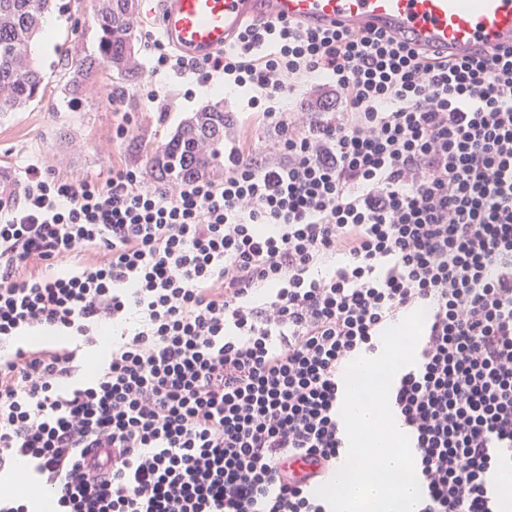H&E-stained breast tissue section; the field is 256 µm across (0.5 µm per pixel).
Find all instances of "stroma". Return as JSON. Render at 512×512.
<instances>
[{"instance_id":"stroma-1","label":"stroma","mask_w":512,"mask_h":512,"mask_svg":"<svg viewBox=\"0 0 512 512\" xmlns=\"http://www.w3.org/2000/svg\"><path fill=\"white\" fill-rule=\"evenodd\" d=\"M92 8V0H71L69 12L45 18V34L34 47V59L46 75L45 96L22 111L0 114V174L9 179L7 195L19 197L32 163L61 180L102 183L120 165L154 187L150 159L157 146L167 143L192 112L216 102L233 114L243 148L259 151L274 141V132L249 106L248 93L226 95L199 85L192 72L157 69L158 56L169 47L141 7L134 15L137 78L122 81L102 68L78 97L66 94L68 55L92 52L96 45ZM121 127L127 130L122 137L116 134Z\"/></svg>"}]
</instances>
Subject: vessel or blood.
<instances>
[{"label": "vessel or blood", "instance_id": "vessel-or-blood-1", "mask_svg": "<svg viewBox=\"0 0 512 512\" xmlns=\"http://www.w3.org/2000/svg\"><path fill=\"white\" fill-rule=\"evenodd\" d=\"M147 11L161 40L197 62L267 21L378 31L457 57L512 46V0H148Z\"/></svg>", "mask_w": 512, "mask_h": 512}]
</instances>
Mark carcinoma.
Instances as JSON below:
<instances>
[{"instance_id":"carcinoma-1","label":"carcinoma","mask_w":512,"mask_h":512,"mask_svg":"<svg viewBox=\"0 0 512 512\" xmlns=\"http://www.w3.org/2000/svg\"><path fill=\"white\" fill-rule=\"evenodd\" d=\"M135 0H98L93 20L97 29L95 54L70 58L71 76L64 90L74 93L102 64L120 77L135 74L136 53L131 14ZM62 9L56 0H0V114L17 112L41 99L44 77L32 57L35 37L50 11ZM230 114L220 105L202 108L187 119L163 152L150 159L160 180H197L209 176L224 157V124Z\"/></svg>"}]
</instances>
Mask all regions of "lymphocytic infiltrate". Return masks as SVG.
<instances>
[{
  "label": "lymphocytic infiltrate",
  "mask_w": 512,
  "mask_h": 512,
  "mask_svg": "<svg viewBox=\"0 0 512 512\" xmlns=\"http://www.w3.org/2000/svg\"><path fill=\"white\" fill-rule=\"evenodd\" d=\"M202 82L260 92L277 141L158 190L38 165L0 201V512H331L343 373L425 309L389 403L417 512H500L512 452V49L247 26ZM326 77L324 112L283 101ZM61 341L17 347L26 334ZM320 465L312 481L289 457Z\"/></svg>",
  "instance_id": "f902f5d3"
}]
</instances>
